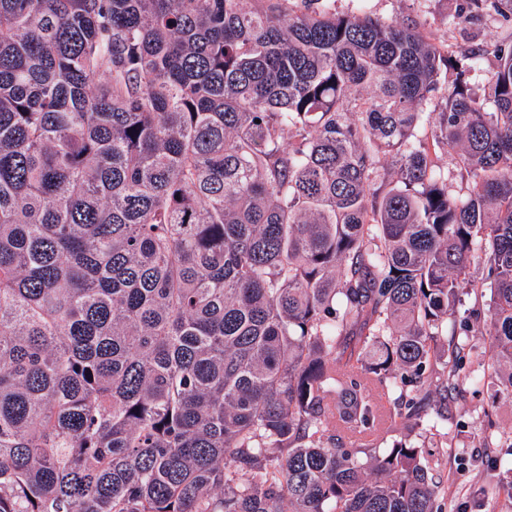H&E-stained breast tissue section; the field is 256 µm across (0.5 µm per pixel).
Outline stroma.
Listing matches in <instances>:
<instances>
[{
  "mask_svg": "<svg viewBox=\"0 0 512 512\" xmlns=\"http://www.w3.org/2000/svg\"><path fill=\"white\" fill-rule=\"evenodd\" d=\"M312 9L339 14H366L383 20L424 22L428 34L446 45L453 57L493 41L512 40V24L493 11L473 9L467 22L454 24L463 0H313ZM462 353L461 379L447 404H440L432 387H422L424 412H443L446 438L430 440L420 429H396L387 441L408 440L441 459L440 482L444 512H512V473L501 458L512 447V397L497 396L491 379L477 380L475 356L487 351L482 320Z\"/></svg>",
  "mask_w": 512,
  "mask_h": 512,
  "instance_id": "stroma-1",
  "label": "stroma"
}]
</instances>
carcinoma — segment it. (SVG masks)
Segmentation results:
<instances>
[{"label":"carcinoma","mask_w":512,"mask_h":512,"mask_svg":"<svg viewBox=\"0 0 512 512\" xmlns=\"http://www.w3.org/2000/svg\"><path fill=\"white\" fill-rule=\"evenodd\" d=\"M464 61L291 0H0V512H443L376 421L448 399L482 306L512 396V44Z\"/></svg>","instance_id":"cac0c4a2"}]
</instances>
